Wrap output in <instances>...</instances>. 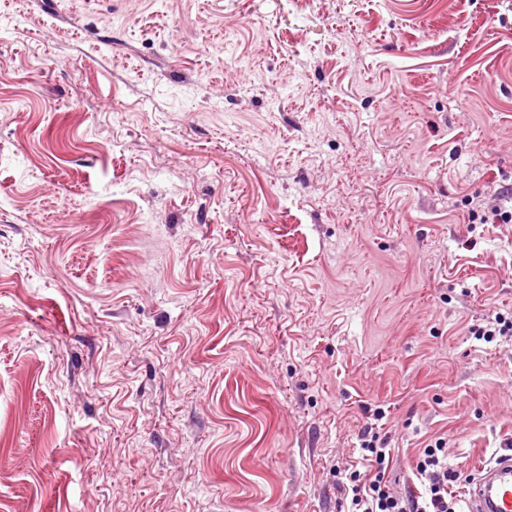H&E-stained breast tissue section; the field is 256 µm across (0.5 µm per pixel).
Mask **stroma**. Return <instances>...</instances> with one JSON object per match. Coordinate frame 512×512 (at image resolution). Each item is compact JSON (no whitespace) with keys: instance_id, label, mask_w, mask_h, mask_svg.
Returning <instances> with one entry per match:
<instances>
[{"instance_id":"obj_1","label":"stroma","mask_w":512,"mask_h":512,"mask_svg":"<svg viewBox=\"0 0 512 512\" xmlns=\"http://www.w3.org/2000/svg\"><path fill=\"white\" fill-rule=\"evenodd\" d=\"M512 0H0V512H342L512 450ZM469 219L472 224H511L512 205H510V210H507L500 205H495L489 209L479 204L469 212ZM372 426L360 435V457L345 469L340 484L346 512H461V499L448 486L456 482V471L448 467L447 443L437 439L417 459L415 470L424 486L418 495L393 491L386 477L391 450L388 441ZM387 461V462H386ZM364 468V471L358 468Z\"/></svg>"}]
</instances>
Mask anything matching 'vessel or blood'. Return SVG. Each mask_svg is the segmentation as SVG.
<instances>
[{"label": "vessel or blood", "mask_w": 512, "mask_h": 512, "mask_svg": "<svg viewBox=\"0 0 512 512\" xmlns=\"http://www.w3.org/2000/svg\"><path fill=\"white\" fill-rule=\"evenodd\" d=\"M467 512H512V455H501L480 469L470 489Z\"/></svg>", "instance_id": "vessel-or-blood-1"}]
</instances>
